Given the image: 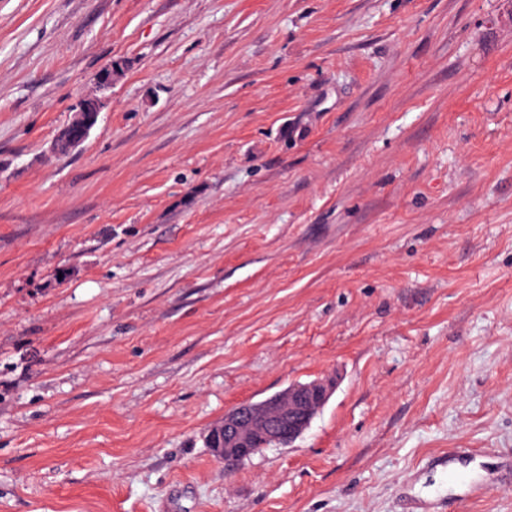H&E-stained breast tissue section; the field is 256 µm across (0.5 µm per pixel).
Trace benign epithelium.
<instances>
[{"label": "benign epithelium", "instance_id": "7a95c632", "mask_svg": "<svg viewBox=\"0 0 512 512\" xmlns=\"http://www.w3.org/2000/svg\"><path fill=\"white\" fill-rule=\"evenodd\" d=\"M104 102L96 100L80 136L71 135L69 128L58 134L53 154L63 156L85 142L96 125ZM335 389L330 379L315 380L307 385L293 386L288 392L275 395L259 405L243 404L208 431L212 454L226 463L244 459L259 435L294 439L309 424L312 411L324 405Z\"/></svg>", "mask_w": 512, "mask_h": 512}]
</instances>
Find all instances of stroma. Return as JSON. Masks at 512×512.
Listing matches in <instances>:
<instances>
[{
  "label": "stroma",
  "instance_id": "1",
  "mask_svg": "<svg viewBox=\"0 0 512 512\" xmlns=\"http://www.w3.org/2000/svg\"><path fill=\"white\" fill-rule=\"evenodd\" d=\"M451 448L512 512V0H0V512H407ZM104 107V102L102 100L96 99L93 104L92 111L89 112V118L86 121L80 136L74 137L70 133L69 124L61 130L58 134L54 145H53V154L55 156H63L69 154L73 149L77 148L81 144L85 142L88 138L91 129L96 125L99 112ZM334 389L333 380L320 379L288 388V392L272 396L262 404L239 406L209 429L212 454L224 459V463H235L261 448L288 447V443L269 438L254 440L261 434L293 440L310 424L312 411L324 405Z\"/></svg>",
  "mask_w": 512,
  "mask_h": 512
}]
</instances>
